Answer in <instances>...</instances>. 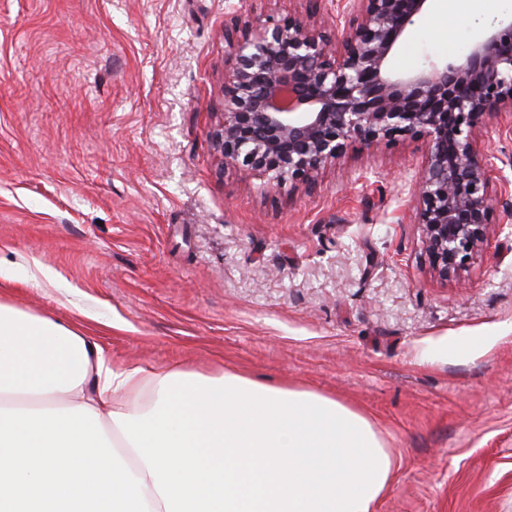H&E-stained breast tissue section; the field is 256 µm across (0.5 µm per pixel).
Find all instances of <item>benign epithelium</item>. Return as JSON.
Wrapping results in <instances>:
<instances>
[{
    "mask_svg": "<svg viewBox=\"0 0 512 512\" xmlns=\"http://www.w3.org/2000/svg\"><path fill=\"white\" fill-rule=\"evenodd\" d=\"M322 2L329 33L292 13L238 24L224 60V165L272 189L309 185L356 141L422 138L416 224L432 272L457 278L487 247L497 208L512 206L477 144L485 118L512 112V20L485 24L457 58L396 72V46L435 0Z\"/></svg>",
    "mask_w": 512,
    "mask_h": 512,
    "instance_id": "7a95c632",
    "label": "benign epithelium"
}]
</instances>
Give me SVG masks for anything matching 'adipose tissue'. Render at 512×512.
<instances>
[{
	"label": "adipose tissue",
	"mask_w": 512,
	"mask_h": 512,
	"mask_svg": "<svg viewBox=\"0 0 512 512\" xmlns=\"http://www.w3.org/2000/svg\"><path fill=\"white\" fill-rule=\"evenodd\" d=\"M394 475L336 398L116 368L74 327L0 301V512H374Z\"/></svg>",
	"instance_id": "obj_1"
}]
</instances>
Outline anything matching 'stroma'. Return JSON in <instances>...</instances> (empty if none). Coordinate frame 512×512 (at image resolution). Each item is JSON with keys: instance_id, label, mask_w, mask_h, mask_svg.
<instances>
[{"instance_id": "stroma-1", "label": "stroma", "mask_w": 512, "mask_h": 512, "mask_svg": "<svg viewBox=\"0 0 512 512\" xmlns=\"http://www.w3.org/2000/svg\"><path fill=\"white\" fill-rule=\"evenodd\" d=\"M307 0H0V299L113 366L234 370L363 411L397 463L375 512H512V211L460 277L425 259L423 139L352 144L312 186L224 166L225 26ZM477 0L396 70L461 54Z\"/></svg>"}]
</instances>
